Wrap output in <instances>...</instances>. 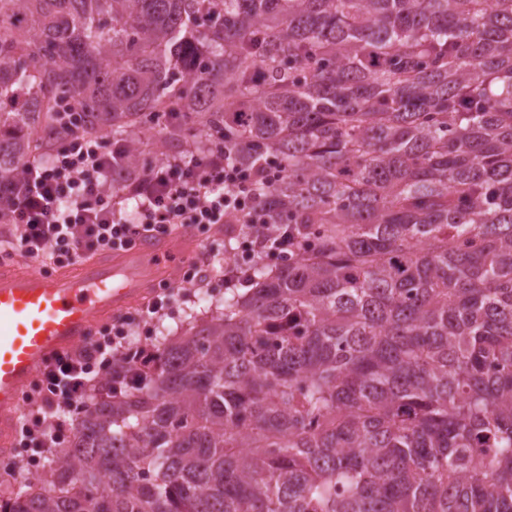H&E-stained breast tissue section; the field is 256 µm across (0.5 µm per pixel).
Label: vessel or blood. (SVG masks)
<instances>
[{
    "instance_id": "1",
    "label": "vessel or blood",
    "mask_w": 512,
    "mask_h": 512,
    "mask_svg": "<svg viewBox=\"0 0 512 512\" xmlns=\"http://www.w3.org/2000/svg\"><path fill=\"white\" fill-rule=\"evenodd\" d=\"M189 237H142L129 251L86 260L54 275L0 269V452L8 453L26 386L52 359L83 345L94 327L144 301L164 261Z\"/></svg>"
}]
</instances>
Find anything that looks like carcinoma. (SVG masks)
<instances>
[{"instance_id":"1","label":"carcinoma","mask_w":512,"mask_h":512,"mask_svg":"<svg viewBox=\"0 0 512 512\" xmlns=\"http://www.w3.org/2000/svg\"><path fill=\"white\" fill-rule=\"evenodd\" d=\"M71 111L114 189L277 158L297 243L0 512H512V0H0V181Z\"/></svg>"}]
</instances>
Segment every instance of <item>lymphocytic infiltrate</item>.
<instances>
[{"label":"lymphocytic infiltrate","instance_id":"1","mask_svg":"<svg viewBox=\"0 0 512 512\" xmlns=\"http://www.w3.org/2000/svg\"><path fill=\"white\" fill-rule=\"evenodd\" d=\"M112 163L111 140L75 124L44 159L28 165L23 178L0 183V197L10 202L5 221L12 226L0 241V262L21 254L40 259L49 273L96 253L131 249L144 233L168 236L181 224L204 237L220 224L226 240L236 241L220 274L228 288L247 282L256 259L287 255V231L271 228L252 193L269 179L266 167L235 165L221 150L172 155L127 176L116 191ZM177 297L174 288L161 285L146 310L113 317L89 345L55 356L24 394L17 447H67L70 413L100 398V381L113 367L149 371L152 347L132 345L130 336L170 310Z\"/></svg>","mask_w":512,"mask_h":512}]
</instances>
